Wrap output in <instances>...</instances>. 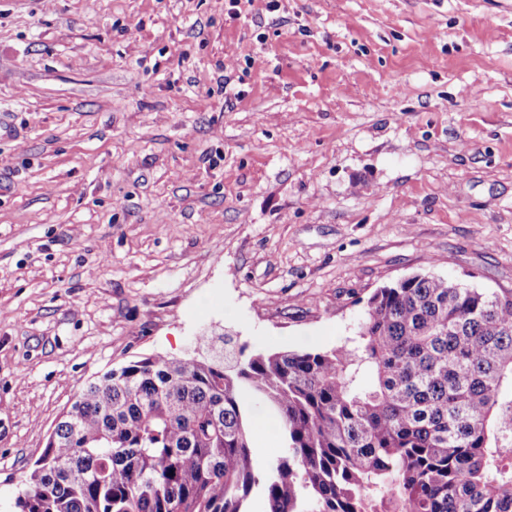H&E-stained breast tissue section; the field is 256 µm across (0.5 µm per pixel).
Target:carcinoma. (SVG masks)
Returning <instances> with one entry per match:
<instances>
[{"instance_id":"obj_1","label":"carcinoma","mask_w":512,"mask_h":512,"mask_svg":"<svg viewBox=\"0 0 512 512\" xmlns=\"http://www.w3.org/2000/svg\"><path fill=\"white\" fill-rule=\"evenodd\" d=\"M206 342L83 387L14 512H512V290L416 274L370 297L351 346L226 362ZM249 395L275 413L274 462ZM251 407V429L255 454L259 461L268 462L283 456L285 448L276 427V420L267 407L249 398Z\"/></svg>"}]
</instances>
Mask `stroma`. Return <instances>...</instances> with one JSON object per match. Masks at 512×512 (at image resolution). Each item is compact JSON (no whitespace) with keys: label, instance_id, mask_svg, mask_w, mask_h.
<instances>
[{"label":"stroma","instance_id":"35a3bbf8","mask_svg":"<svg viewBox=\"0 0 512 512\" xmlns=\"http://www.w3.org/2000/svg\"><path fill=\"white\" fill-rule=\"evenodd\" d=\"M427 273L512 289V0H0V512L82 384Z\"/></svg>","mask_w":512,"mask_h":512}]
</instances>
